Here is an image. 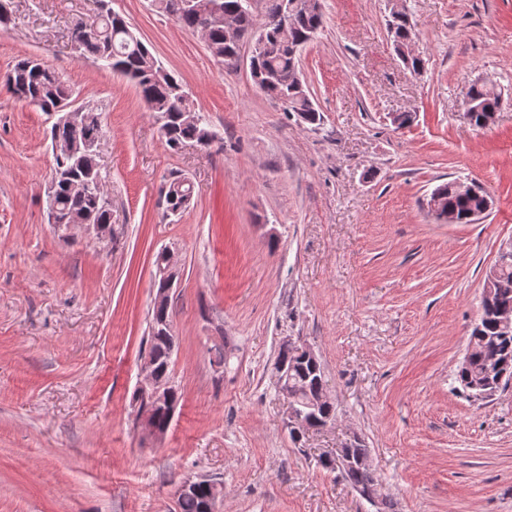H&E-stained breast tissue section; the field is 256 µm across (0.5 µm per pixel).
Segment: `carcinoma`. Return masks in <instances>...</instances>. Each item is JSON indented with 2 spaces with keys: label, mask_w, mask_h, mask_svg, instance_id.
<instances>
[{
  "label": "carcinoma",
  "mask_w": 512,
  "mask_h": 512,
  "mask_svg": "<svg viewBox=\"0 0 512 512\" xmlns=\"http://www.w3.org/2000/svg\"><path fill=\"white\" fill-rule=\"evenodd\" d=\"M214 7L202 14L192 8L182 11L176 20L183 30L192 34L199 28L206 29L208 48L224 60L227 68L236 64L240 46L227 40L224 18L231 17L241 39L264 35V43L253 54L251 78L254 84L283 111L295 113L302 122L318 125L319 110L309 91L297 82L299 60L294 52L297 42L312 40L322 25L321 0H313L308 8H299L288 25V36H283L280 23L287 9L286 0H272L264 22L255 27L252 4L249 0H211ZM392 41L408 43L415 33L410 23L399 17L388 23ZM71 40L80 54L90 55L105 69L130 79L140 97L160 123L159 131L166 145L177 151L189 143L204 144L213 138L204 117L195 113L190 104H181L179 93L184 91L174 75L156 65L149 48L132 31L129 23L111 8L105 6L91 19H79L71 33ZM4 86L15 97L37 106L52 116L58 112V103L73 97L72 88L47 65L33 58L18 60L4 78ZM501 90L493 85L472 84L464 93L465 111L473 113L469 123L484 128V119L501 106ZM102 136L100 115L85 108L81 127L71 129L57 120L51 127V139L70 143L72 154L54 158L51 180L54 189L49 210L56 212L62 224H107L111 221L112 202L102 199L98 193H76L71 189L74 182L96 181L101 177L100 167L93 164L86 145L97 142ZM454 181L443 182L433 189L442 197L444 207L455 214L458 223L471 224L472 212L479 206V197L487 195L480 190L478 196H461L453 189ZM193 185L187 176L174 175L160 185L159 198L165 216H177L186 211L193 195ZM498 280L507 284L496 289L488 302H481L478 323L473 327L468 344L472 352L467 362L459 364L455 379L467 397L484 400L493 395L487 377L488 361L504 354L512 355V335L504 336L498 330L497 312L512 310V263L499 268ZM170 323L169 305L153 309L148 328L149 354L156 362L159 375L171 377L172 356L175 349L173 333H164L160 324ZM294 361L288 374V393L297 408L304 410L324 383L322 373H313L309 363L294 357L291 350L280 349L278 359ZM327 468L339 472L356 492L376 486L372 467L341 469L336 460L323 462ZM180 512H204V493L194 492L178 498Z\"/></svg>",
  "instance_id": "1"
}]
</instances>
